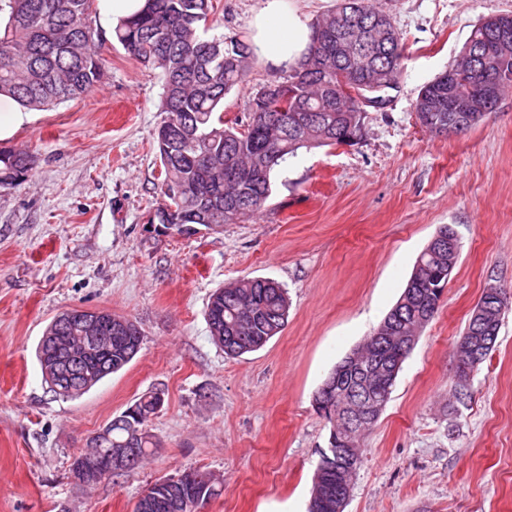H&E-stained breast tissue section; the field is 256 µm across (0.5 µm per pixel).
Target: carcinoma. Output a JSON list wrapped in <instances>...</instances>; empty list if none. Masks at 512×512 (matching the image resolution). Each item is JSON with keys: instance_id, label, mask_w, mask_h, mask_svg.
I'll return each instance as SVG.
<instances>
[{"instance_id": "cac0c4a2", "label": "carcinoma", "mask_w": 512, "mask_h": 512, "mask_svg": "<svg viewBox=\"0 0 512 512\" xmlns=\"http://www.w3.org/2000/svg\"><path fill=\"white\" fill-rule=\"evenodd\" d=\"M91 0H0V95L28 110H45L90 92L104 76V66L88 16ZM213 10L212 0H145L135 15L119 21L114 37L127 53L163 77L157 149L162 166L164 202L153 219L168 214V223L233 224L257 214L271 195V174L276 166L302 147L351 144L361 130L356 100L342 88L343 80L358 82L379 92L394 89L405 60L404 35L389 13L370 0H337L336 9L313 27L312 48L288 77L267 86H283L288 111L268 112L261 94L251 102L244 129L224 122V97L249 82L254 51L236 34L204 37ZM498 59V69L512 81V42L505 49L496 43L492 23L476 25L461 51ZM489 75L473 59L452 63L427 83L415 103L420 124L438 134L454 119L467 131L493 112H450L448 95L458 98L486 93ZM32 157L15 148H0V188L24 181ZM233 171L235 176L227 178ZM421 253L400 297L380 325L391 329L390 339L364 346L366 359L342 371L333 370L332 384L319 390L315 409L329 424L328 452L315 470L307 512H336L349 497L352 477L361 456L356 435L370 432L376 422L368 407L382 386L372 382L392 376L399 355L406 350L421 321L437 313L440 295L428 287L435 272L448 270V250L430 247ZM209 303L223 308L222 319L208 317L212 340L230 358L264 347L263 339L280 334L288 322L285 288L268 278H242L217 289ZM51 321L41 337L36 357L41 361L53 336H64ZM70 364L89 377L68 383L56 377L55 363L40 369L49 391L75 399L106 377L123 370L139 353L122 339L112 348L87 356L70 348ZM164 393L148 391L135 399L133 413L122 412L103 428L100 448L107 454L127 450L130 466L120 475L136 472L158 442L148 423L164 406ZM199 477L190 492L185 512H198L221 494L219 479L196 470ZM172 479L150 485L135 512L146 500L166 497Z\"/></svg>"}]
</instances>
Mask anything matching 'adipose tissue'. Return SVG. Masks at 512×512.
Here are the masks:
<instances>
[{"mask_svg": "<svg viewBox=\"0 0 512 512\" xmlns=\"http://www.w3.org/2000/svg\"><path fill=\"white\" fill-rule=\"evenodd\" d=\"M312 31L307 18L285 0H263L252 20V45L266 61L297 66L307 54Z\"/></svg>", "mask_w": 512, "mask_h": 512, "instance_id": "1", "label": "adipose tissue"}]
</instances>
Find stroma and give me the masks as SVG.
<instances>
[{
    "label": "stroma",
    "mask_w": 512,
    "mask_h": 512,
    "mask_svg": "<svg viewBox=\"0 0 512 512\" xmlns=\"http://www.w3.org/2000/svg\"><path fill=\"white\" fill-rule=\"evenodd\" d=\"M403 32L404 70L388 104L368 109L354 144L299 149L276 167L246 222L180 234L152 222L163 201L157 157L162 79L114 39L93 0L105 76L91 92L30 112L5 147L33 158L0 188V512H134L155 480L199 469L222 491L202 512H306L329 425L313 399L336 364L401 295L439 227L460 240L439 310L422 329L362 459L344 512H512V309L497 346L453 398L454 352L490 282L512 288V90L472 129L438 136L414 112L421 88L458 56L480 20L512 0H374ZM219 32L250 35L261 0H214ZM289 70L252 64L225 119ZM288 292V323L230 359L212 341L210 295L240 278ZM106 309L138 323L122 371L77 399L45 384L37 343L60 312ZM160 390L158 446L128 476L92 491L72 459L142 393Z\"/></svg>",
    "instance_id": "35a3bbf8"
}]
</instances>
